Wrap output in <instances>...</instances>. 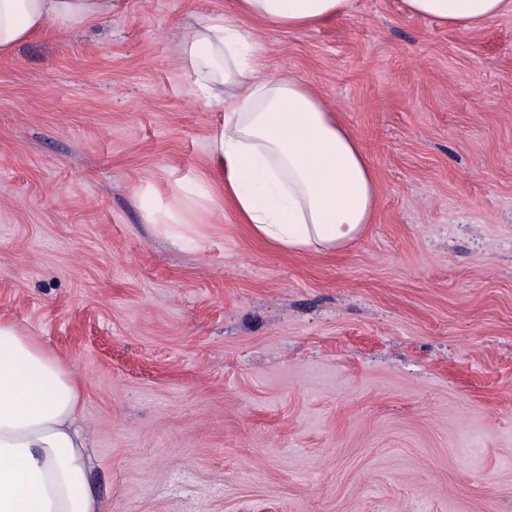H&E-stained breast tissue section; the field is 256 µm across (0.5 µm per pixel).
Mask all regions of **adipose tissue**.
<instances>
[{
    "label": "adipose tissue",
    "mask_w": 512,
    "mask_h": 512,
    "mask_svg": "<svg viewBox=\"0 0 512 512\" xmlns=\"http://www.w3.org/2000/svg\"><path fill=\"white\" fill-rule=\"evenodd\" d=\"M356 0H231L176 31L192 94L222 112L208 154L253 234L290 252L333 253L359 239L379 204L357 137L315 85L269 74L252 21L288 31L351 16ZM122 0H0V53L37 32L110 18ZM406 12L469 29L512 14V0H402ZM82 385L64 360L0 319V512H106L88 473Z\"/></svg>",
    "instance_id": "adipose-tissue-1"
}]
</instances>
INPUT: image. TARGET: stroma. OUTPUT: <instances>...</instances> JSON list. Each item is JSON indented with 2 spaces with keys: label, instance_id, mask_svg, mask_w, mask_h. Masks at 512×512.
I'll return each mask as SVG.
<instances>
[{
  "label": "stroma",
  "instance_id": "35a3bbf8",
  "mask_svg": "<svg viewBox=\"0 0 512 512\" xmlns=\"http://www.w3.org/2000/svg\"><path fill=\"white\" fill-rule=\"evenodd\" d=\"M229 0H126L0 55V317L83 385L108 512H512V14L473 30L357 0L253 27L377 174L335 254L254 238L216 181L221 107L177 28ZM182 191L188 196H195L193 198H183L185 205L184 213H172L171 211L161 214L156 209L147 210V218L154 224H193L190 223L186 212L190 211L197 205L200 199H205L209 196V189L198 181H190L186 185H181Z\"/></svg>",
  "mask_w": 512,
  "mask_h": 512
}]
</instances>
